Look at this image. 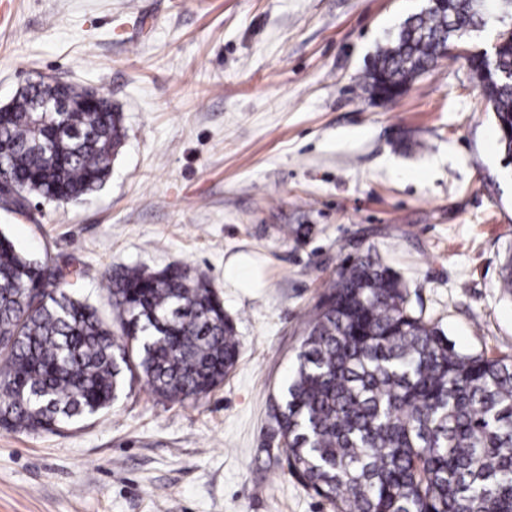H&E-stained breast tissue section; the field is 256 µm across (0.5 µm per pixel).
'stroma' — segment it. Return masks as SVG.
Returning a JSON list of instances; mask_svg holds the SVG:
<instances>
[{
    "label": "stroma",
    "instance_id": "35a3bbf8",
    "mask_svg": "<svg viewBox=\"0 0 512 512\" xmlns=\"http://www.w3.org/2000/svg\"><path fill=\"white\" fill-rule=\"evenodd\" d=\"M424 0H11L0 106L48 76L104 93L127 137L88 199L0 212L109 313L103 273L188 266L235 322L223 384L135 383L59 433L0 428V512H333L284 475L269 405L347 257L378 256L457 348L512 356V164L464 58L393 102L361 78ZM288 234H281L280 226Z\"/></svg>",
    "mask_w": 512,
    "mask_h": 512
}]
</instances>
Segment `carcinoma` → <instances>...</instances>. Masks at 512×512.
<instances>
[{
	"label": "carcinoma",
	"mask_w": 512,
	"mask_h": 512,
	"mask_svg": "<svg viewBox=\"0 0 512 512\" xmlns=\"http://www.w3.org/2000/svg\"><path fill=\"white\" fill-rule=\"evenodd\" d=\"M512 0H425L362 77L388 99L433 69L460 35ZM512 163V27L466 56ZM91 89L27 83L0 113V210L77 202L102 188L125 139L121 114ZM63 96L67 112H37ZM112 321L74 297L46 254L0 232V427L56 432L111 407L142 381L159 399L197 401L238 360L232 320L188 268L108 270ZM287 474L335 512H512V358L464 352L416 313L401 278L367 253L347 259L305 323L272 409Z\"/></svg>",
	"instance_id": "1"
}]
</instances>
